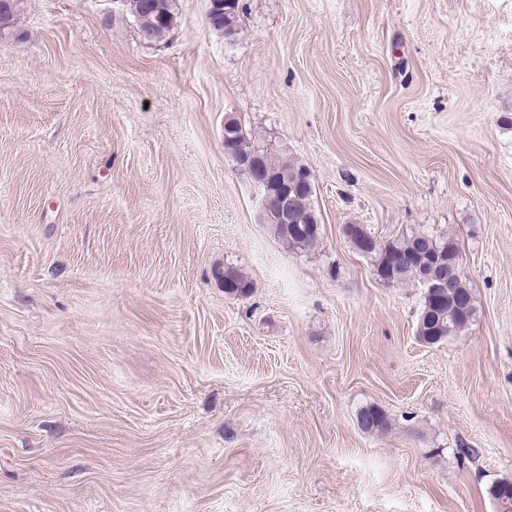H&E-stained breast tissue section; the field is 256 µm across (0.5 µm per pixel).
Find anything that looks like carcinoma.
<instances>
[{
    "label": "carcinoma",
    "instance_id": "obj_1",
    "mask_svg": "<svg viewBox=\"0 0 512 512\" xmlns=\"http://www.w3.org/2000/svg\"><path fill=\"white\" fill-rule=\"evenodd\" d=\"M127 13L132 15L139 24L140 36L147 42H160L170 33L172 26L165 25L162 17L175 15L176 0H149L150 5H143L144 0H118ZM211 6L207 12L209 26L217 32H225V28L235 31L241 22V6L239 0H210ZM261 140L253 137L243 129L238 130L233 140L232 154L245 156L252 153ZM269 168L283 173H292L303 167V164L288 159L282 152H272L267 156ZM267 229L285 248L297 251H308L318 243L321 230L310 231L302 236L288 234L283 224H269ZM432 239L437 247L445 250L452 246L458 247L456 239L448 233L432 234L424 231H413L395 236L386 244L377 243L376 248L368 253L374 261V267L386 269L397 257H409L411 263L396 273L389 281L396 284H406L417 281L419 266L426 261L427 256L421 254L419 245L421 239ZM251 283L237 268H228V281L225 290L229 293L241 291L248 293ZM475 317V305L469 303L468 308L461 310L448 305L437 308L423 302L416 326V336L426 345L439 344L448 337L468 327ZM367 411L372 414L371 425L363 430L373 434L386 432L390 427L387 415L380 409L369 406Z\"/></svg>",
    "mask_w": 512,
    "mask_h": 512
}]
</instances>
